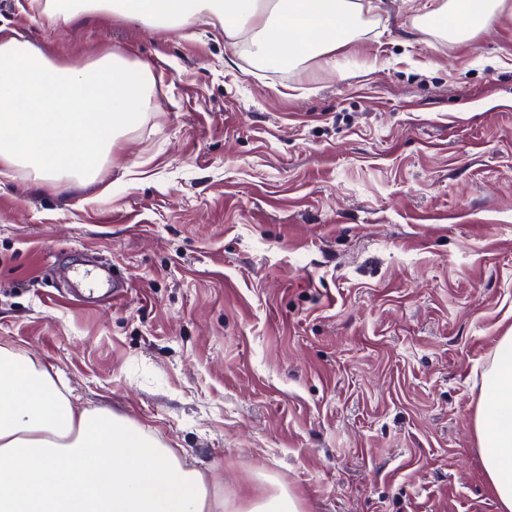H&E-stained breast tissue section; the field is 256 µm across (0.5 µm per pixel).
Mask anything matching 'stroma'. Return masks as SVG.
Segmentation results:
<instances>
[{"instance_id": "1", "label": "stroma", "mask_w": 512, "mask_h": 512, "mask_svg": "<svg viewBox=\"0 0 512 512\" xmlns=\"http://www.w3.org/2000/svg\"><path fill=\"white\" fill-rule=\"evenodd\" d=\"M361 2L335 66L265 72L204 24L0 0L22 48L154 75L97 181L0 165V347L236 507L499 512L473 416L512 332V0L467 40L445 0ZM103 266L125 297H75Z\"/></svg>"}]
</instances>
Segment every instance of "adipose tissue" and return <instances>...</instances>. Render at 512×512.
Listing matches in <instances>:
<instances>
[{
    "mask_svg": "<svg viewBox=\"0 0 512 512\" xmlns=\"http://www.w3.org/2000/svg\"><path fill=\"white\" fill-rule=\"evenodd\" d=\"M55 23L105 12L180 31L204 22L230 45L251 35L262 56L332 61L356 34V0H45ZM0 39V164L36 180H92L122 133L137 126L153 80L148 64L112 53L60 68L39 49ZM53 368L0 348V512H234L208 497L202 474L143 427L78 409ZM487 482L512 512V336L493 354L474 419Z\"/></svg>",
    "mask_w": 512,
    "mask_h": 512,
    "instance_id": "adipose-tissue-1",
    "label": "adipose tissue"
}]
</instances>
